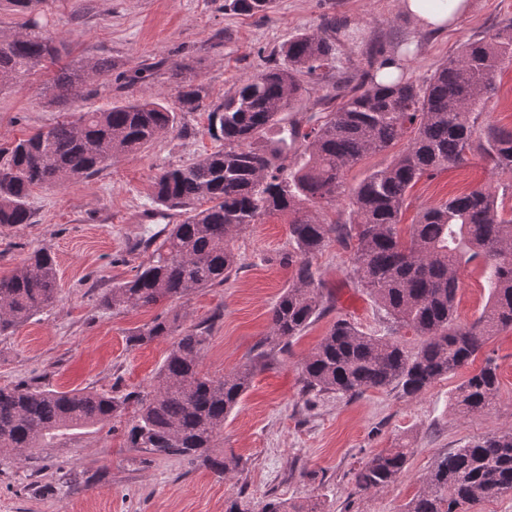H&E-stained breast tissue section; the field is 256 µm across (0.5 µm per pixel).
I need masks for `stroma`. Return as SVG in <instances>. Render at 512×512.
Instances as JSON below:
<instances>
[{
    "mask_svg": "<svg viewBox=\"0 0 512 512\" xmlns=\"http://www.w3.org/2000/svg\"><path fill=\"white\" fill-rule=\"evenodd\" d=\"M42 14L60 42L59 54L0 86V147L82 112L171 96L177 65L206 85L209 103H220L241 78L281 62L283 44L327 15L347 24L337 34L341 68L369 72L379 55L398 56L407 78L420 83L463 42L512 24V0H473L470 15L446 32L421 30L396 0H276L265 17L226 11L224 0H45ZM98 57L112 59L111 75L67 104H55L48 89L54 74ZM142 69L147 79L127 84V75ZM223 146L209 134L206 112H183L173 132L96 175L63 188L33 189L32 223L0 227V278L11 276L32 251L48 249L57 262L59 298L13 335L0 336V386L32 383L118 395L150 389L170 342L135 345L129 338L166 314L168 304L115 314L101 299L147 260L145 240L183 218L170 210L145 220L155 209L156 176ZM488 183L512 185V170L489 172L476 154L421 179L410 192L402 233H409L422 207ZM232 246L240 267L229 282L197 290L176 310L185 324L207 328L202 373L220 378L256 365L250 389L218 440L219 453L240 459L239 470L221 476L203 460L131 448L123 430L103 429L38 451L22 465L0 461V512H224L225 501L235 497L256 508L278 497L317 512H400L438 458L475 437L512 428V330L490 336L474 362L416 398L393 387L350 398L303 394L301 363L336 319L386 339L411 344L415 337L407 329L390 333L378 305L351 274V252L333 244L313 260L324 314L269 361H259L269 311L293 276L287 217H265ZM489 294L482 267H464L460 320L476 319ZM489 357L499 366L493 410L457 414L454 391ZM402 445L411 455L396 484L355 494L350 470L371 453Z\"/></svg>",
    "mask_w": 512,
    "mask_h": 512,
    "instance_id": "stroma-1",
    "label": "stroma"
}]
</instances>
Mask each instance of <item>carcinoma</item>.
Masks as SVG:
<instances>
[{
    "instance_id": "cac0c4a2",
    "label": "carcinoma",
    "mask_w": 512,
    "mask_h": 512,
    "mask_svg": "<svg viewBox=\"0 0 512 512\" xmlns=\"http://www.w3.org/2000/svg\"><path fill=\"white\" fill-rule=\"evenodd\" d=\"M273 0H224V9L264 16ZM336 28L305 30L283 46L284 63L246 76L224 101L209 107L210 131L224 148L189 165L163 170L155 179L154 203L180 209L184 219L155 244L133 277L103 296L116 313L177 304L201 288L223 285L238 267L232 238L264 217L286 215L299 260L293 281L270 310L269 352L303 333L322 313L321 283L312 258L334 241L353 254L352 274L378 302L385 319L417 337L409 346L360 330L338 318L303 359L305 393L353 396L394 386L422 394L437 380L469 363L488 337L512 329V207L509 188L485 185L421 209L404 240L399 225L410 189L467 160L479 148L487 167L512 169V130L483 120L495 93L493 76L512 65V24L466 42L423 84L396 78L381 85L356 70L336 80L319 101L337 105L319 115L282 122L306 91L300 77L319 78L336 63ZM12 48L0 51V84L54 58V36L43 18L26 19L0 35ZM112 72L100 57L60 69L51 80L52 100L65 103L98 76ZM175 104L166 99L128 100L81 113L0 149V226L28 224L31 191L64 186L101 171L98 157L116 159L142 150L177 127L178 113L194 112L208 97L205 85L172 72ZM277 130L269 143L263 134ZM407 139L405 150L355 185L349 169L364 157ZM303 157L294 168L288 153ZM209 206L199 208L196 202ZM348 202L349 218L328 223L324 205ZM480 263L491 290L488 305L471 323L457 314L459 273ZM54 255L34 250L7 278H0V335L15 332L58 297ZM174 312L158 316L132 341L146 344L174 337L145 394L109 395L88 389L58 391L17 384L0 388V456L33 458L35 448H54L77 431L115 427L128 407L124 435L131 448L154 454L203 458L221 476L236 471L233 457L212 454L224 420L250 387L253 367L219 379L198 369L206 329L186 326ZM499 366L487 360L456 390L462 416L491 411L499 391ZM411 449L373 453L352 470L357 494L392 487ZM512 494V429L467 442L435 461L420 491L401 512H473L483 501Z\"/></svg>"
}]
</instances>
